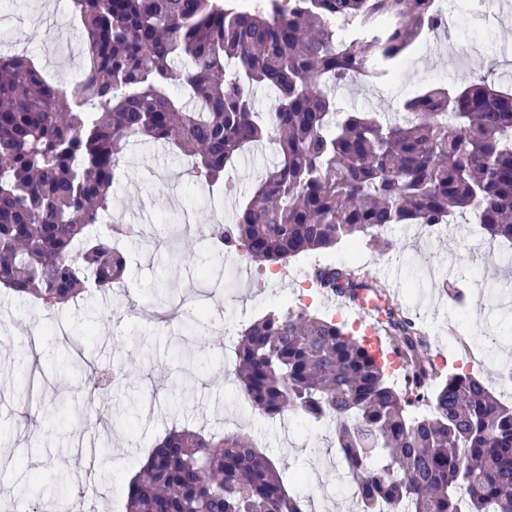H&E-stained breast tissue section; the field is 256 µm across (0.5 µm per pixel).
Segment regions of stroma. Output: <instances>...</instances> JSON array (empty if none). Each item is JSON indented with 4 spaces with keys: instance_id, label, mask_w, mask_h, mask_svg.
Returning a JSON list of instances; mask_svg holds the SVG:
<instances>
[{
    "instance_id": "1",
    "label": "stroma",
    "mask_w": 512,
    "mask_h": 512,
    "mask_svg": "<svg viewBox=\"0 0 512 512\" xmlns=\"http://www.w3.org/2000/svg\"><path fill=\"white\" fill-rule=\"evenodd\" d=\"M447 26L432 35L409 68L390 83L339 87L343 111L374 109L393 113L398 103L422 84L461 86L489 72L491 79L512 82V5L506 0H447ZM12 52L27 53L57 84L73 81L86 65L79 25L69 0H0V40ZM184 161L163 144L135 145L112 186L130 223L161 224L163 216L189 217L191 229H176L169 245L154 248L141 239L123 247L125 293L96 291L77 304L50 313L35 309L22 296L0 288V325L18 344L49 346L50 360L40 367L41 394L28 398L16 384L22 354L0 349V450L19 454L22 464L0 470V498L30 501L32 479L46 476L48 486H74L79 469L72 453L88 441L80 421L88 414L84 380L65 334H86L85 345L99 366H118L121 384L97 397V408L112 412V450L98 457L95 482L100 493L90 512H125V487L167 428L178 423L223 434L225 427L264 439L268 453L285 473L305 474L298 492L310 512H356L346 487L329 425L273 424L244 404L232 374L223 372L210 345V326L196 305L157 324L131 315L137 303H155L163 295H187L198 279V264L210 267L208 283L224 300V320L258 316L271 307L272 290L294 289L291 265L248 263L241 278L210 257L207 224L224 200L223 187L200 190L183 180ZM392 235L395 251L381 255L366 249L364 268L387 285V299L400 305L425 331L432 355L449 357L455 370L473 373L495 393L512 400V267L502 248L477 235L473 225L450 224L428 235L416 224H399ZM463 291L465 305L454 303ZM483 349L482 366L470 367L450 335Z\"/></svg>"
}]
</instances>
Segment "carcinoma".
I'll use <instances>...</instances> for the list:
<instances>
[{"label":"carcinoma","instance_id":"obj_1","mask_svg":"<svg viewBox=\"0 0 512 512\" xmlns=\"http://www.w3.org/2000/svg\"><path fill=\"white\" fill-rule=\"evenodd\" d=\"M435 0H71L80 18L84 104L26 56L0 55V286L59 310L108 290L122 252L95 232L134 141L178 149L189 183L274 141L277 161L230 223L210 225L214 253L242 249L286 264L343 240L396 250V224L462 218L512 244V90L483 77L418 88L402 119L344 112L333 88L380 84L385 59L408 65L444 27ZM363 35L342 40L336 22ZM269 88L267 112L255 91ZM354 304L383 285L353 264L313 273ZM376 322L399 340L407 382L343 325L307 311L266 313L237 335L235 382L275 418L326 415L357 484V512H512V405L471 374L435 371L427 340L394 304ZM126 512H308L275 462L240 433L173 427L130 480Z\"/></svg>","mask_w":512,"mask_h":512}]
</instances>
